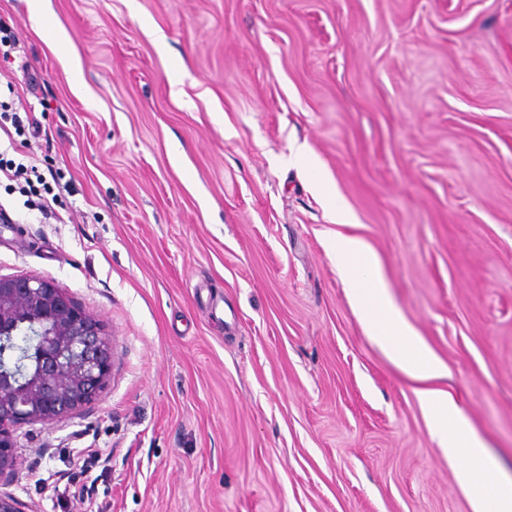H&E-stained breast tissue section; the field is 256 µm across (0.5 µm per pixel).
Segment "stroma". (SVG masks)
<instances>
[{
	"instance_id": "obj_1",
	"label": "stroma",
	"mask_w": 512,
	"mask_h": 512,
	"mask_svg": "<svg viewBox=\"0 0 512 512\" xmlns=\"http://www.w3.org/2000/svg\"><path fill=\"white\" fill-rule=\"evenodd\" d=\"M0 25L30 150L73 175L58 221L0 182V275L52 278L113 342L92 404L19 429L0 492L23 512H471L350 304L337 232L512 478V0H0ZM83 448L108 463L78 473ZM40 37L50 43L56 44L67 51L64 54L68 63L71 67L72 72L76 73L80 70L79 68V55L71 44L70 40L62 33L61 29H45L38 33Z\"/></svg>"
}]
</instances>
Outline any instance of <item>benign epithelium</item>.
I'll return each instance as SVG.
<instances>
[{"mask_svg":"<svg viewBox=\"0 0 512 512\" xmlns=\"http://www.w3.org/2000/svg\"><path fill=\"white\" fill-rule=\"evenodd\" d=\"M0 479L17 467V429L75 414L106 387L112 337L100 319L37 275H0Z\"/></svg>","mask_w":512,"mask_h":512,"instance_id":"benign-epithelium-1","label":"benign epithelium"}]
</instances>
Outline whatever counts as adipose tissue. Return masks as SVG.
<instances>
[{
  "instance_id": "adipose-tissue-1",
  "label": "adipose tissue",
  "mask_w": 512,
  "mask_h": 512,
  "mask_svg": "<svg viewBox=\"0 0 512 512\" xmlns=\"http://www.w3.org/2000/svg\"><path fill=\"white\" fill-rule=\"evenodd\" d=\"M331 250L370 339L406 376L422 382L419 404L433 438L447 449L449 459L460 462L457 479L469 497L471 512H512V479H477L475 469L485 458V445L452 393L435 387V380L447 377L448 369L394 307L366 243L339 234Z\"/></svg>"
}]
</instances>
